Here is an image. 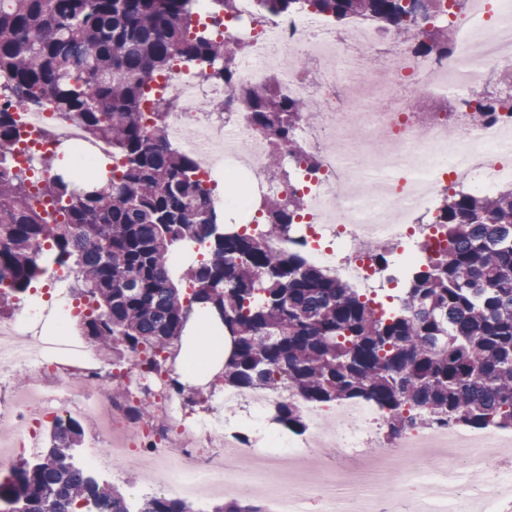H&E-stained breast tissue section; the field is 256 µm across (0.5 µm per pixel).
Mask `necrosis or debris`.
Instances as JSON below:
<instances>
[{
  "label": "necrosis or debris",
  "mask_w": 512,
  "mask_h": 512,
  "mask_svg": "<svg viewBox=\"0 0 512 512\" xmlns=\"http://www.w3.org/2000/svg\"><path fill=\"white\" fill-rule=\"evenodd\" d=\"M205 27L241 43L240 83L260 91L277 82L282 93L306 101L309 113L296 125V170L289 181L265 161L278 147L254 125L250 112L220 80H203L179 66L158 78L154 94L176 105L164 114L168 139L190 154L204 187L223 173L217 208L249 212L260 195L298 192L305 233L293 240L273 236L277 248L295 243L307 259L360 294L374 295L379 279L408 275L411 249L423 236L427 253L443 237L434 222L442 191L464 189L492 195L512 186V108L476 120L474 87L499 83L512 99V0H472L468 9L448 7L440 21L452 34V53L422 56L375 26L349 22L336 30L326 18L303 11L260 19L255 0H237L234 16H218L212 0H196ZM374 66H366L368 54ZM289 67H282V60ZM436 102L415 110L412 91ZM20 134L8 146L15 161L38 170L44 155L60 147L72 153L76 172L110 158V142L88 141L78 119L46 107L1 100ZM317 153L318 164L304 159ZM401 256L398 267L380 272L374 248ZM69 274L53 265L43 286L32 289L28 312L0 321V375L20 367L22 391L0 402V468L13 457L37 456L45 431L56 423L98 420L77 467L100 480L120 475L138 480L129 498L170 492L208 512L218 494L258 497L265 512H507L512 506V431L473 430L446 422L407 426L393 441L383 438L385 414L370 402L315 405L299 402L309 431L283 441L271 417L280 397L263 388L228 389L205 414L190 415L170 384L178 367L162 362L145 372L140 356L122 365L86 339L46 336L42 325L58 316L77 321L88 303L77 300ZM127 385L123 399L112 383ZM149 397L152 414L130 419L128 408ZM249 409L250 432L238 430L225 408ZM324 448L334 457L321 456Z\"/></svg>",
  "instance_id": "1"
}]
</instances>
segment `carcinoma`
Segmentation results:
<instances>
[{
  "mask_svg": "<svg viewBox=\"0 0 512 512\" xmlns=\"http://www.w3.org/2000/svg\"><path fill=\"white\" fill-rule=\"evenodd\" d=\"M302 9L345 21L369 18L410 40L418 54L446 55L448 29L419 39V21L435 19L443 0H257L261 18ZM194 0H7L0 6V95L48 103L79 115L89 139L112 144L121 166L73 188L72 168L43 161L41 187L2 147L17 138L0 109V319L13 315L44 274L36 246L74 277L72 292L91 313L78 328L112 362L143 356L153 370L164 352L182 351L191 310L210 304L232 347L222 384L303 400H369L385 410L388 435L413 422H455L512 429V187L496 195L443 194L436 224L448 248L417 270L387 306L358 295L308 262L297 249L272 247L271 236L297 233L301 200L265 196L263 227L224 224L193 160L171 147L162 109L143 112L146 90L175 66L199 65L237 91L256 126L294 149L308 111L275 86L254 92L237 83L238 44L200 29ZM53 210L31 204L32 190ZM204 258L173 273L165 259L182 244ZM276 422L304 430L298 407L282 400ZM84 426L54 427L37 462L21 461L0 480V512H70L79 500L101 512H128V496L75 469L73 445ZM139 512H196L183 500L150 496ZM208 512H262L229 496Z\"/></svg>",
  "mask_w": 512,
  "mask_h": 512,
  "instance_id": "obj_1",
  "label": "carcinoma"
}]
</instances>
